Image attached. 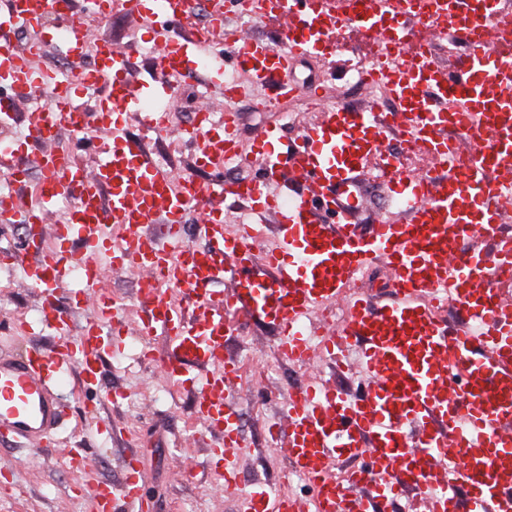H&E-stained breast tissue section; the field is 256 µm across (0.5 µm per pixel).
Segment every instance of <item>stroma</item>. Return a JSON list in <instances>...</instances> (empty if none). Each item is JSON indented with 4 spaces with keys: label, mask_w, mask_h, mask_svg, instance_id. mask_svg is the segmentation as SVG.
<instances>
[{
    "label": "stroma",
    "mask_w": 512,
    "mask_h": 512,
    "mask_svg": "<svg viewBox=\"0 0 512 512\" xmlns=\"http://www.w3.org/2000/svg\"><path fill=\"white\" fill-rule=\"evenodd\" d=\"M137 32L142 41H150L147 25L134 17L115 13L105 18L88 19L85 34L91 44H106L130 54L131 79L144 86H155L160 74L142 51H130L129 34ZM336 53L332 60L298 61L292 75L299 82L324 87L329 102L362 106L375 97L373 88L361 85L354 64L364 61L367 46L355 31H337ZM173 118L171 129L160 136H144L136 117L128 119V135L144 137L146 150L155 157L164 155L175 173L191 169L194 149L181 141L184 127L201 105L222 111L224 93L214 85L212 73L197 75L190 71L178 81L177 89L164 95ZM239 112L238 133L242 144H249L264 129L282 128L283 148H290L298 135L296 120L316 121V113L307 111L305 94L275 102L264 111L255 110L250 99L232 104ZM111 291L127 307L125 325L115 332L123 352L109 358L104 367L105 384L86 391L65 388L64 399L71 404L59 448L35 451L0 447V512H92L84 480L93 474L100 480L116 483L123 474V462L134 450L140 451L148 472L147 492L154 498L157 512H237V498L225 495L215 473L216 461L208 452L210 435L196 420V394L171 387L158 365L145 361L142 347L158 356L168 353V339L162 334L139 343L136 280L121 272L109 273ZM51 333L41 331L37 318V295L20 274L0 269V351H24L32 345L52 344ZM277 331L252 321L229 339L232 357L248 353L257 363L269 365L270 375L242 373L229 394L239 416L240 431L248 452L237 464L241 491L264 484L275 491L305 501L306 491L298 480L284 483L280 473L285 464L267 440L271 421L284 419L288 390L319 376L334 379L342 394L355 392L358 379L349 374L333 377L323 364L300 369L277 354ZM120 399H113V392ZM83 448L89 461L88 473L71 469L65 460L69 447Z\"/></svg>",
    "instance_id": "35a3bbf8"
}]
</instances>
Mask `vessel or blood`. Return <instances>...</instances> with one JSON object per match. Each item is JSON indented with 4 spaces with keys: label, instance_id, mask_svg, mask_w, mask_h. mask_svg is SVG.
Here are the masks:
<instances>
[{
    "label": "vessel or blood",
    "instance_id": "b4317fda",
    "mask_svg": "<svg viewBox=\"0 0 512 512\" xmlns=\"http://www.w3.org/2000/svg\"><path fill=\"white\" fill-rule=\"evenodd\" d=\"M113 1L156 24V68L175 78L198 62L202 46L188 31L193 0H150L147 8L143 0H91L90 10L76 13L60 0L67 56L77 67L88 55L99 59L74 84L6 47L16 27L39 24L49 0H0V82L18 95L63 91L47 111L27 114L25 136L8 148L15 175L25 173L29 148L41 146L42 182L33 203L0 209L1 221L29 229L21 251L0 258L39 291V319L55 341L0 354V447H47L65 422L59 390L71 371L83 386H98L106 357L121 353L107 329L123 323L125 307L99 285L106 258L138 277L139 335L159 330L170 340L161 361L166 380L197 388L195 413L224 463L225 492L236 488L244 452L238 414L224 400L239 373L226 346L252 319L278 331L283 358L337 370L353 362L365 381L362 394L344 396L310 379L290 392L285 423L268 427L288 474L310 489L311 512H381L402 496L406 512H512V36L486 25L475 0H453L445 26L423 18L419 0H254L252 10L247 0H224L225 11L279 24L282 44L225 32L227 50L212 58L213 71L232 61L253 85L276 84L284 97L299 91L286 78L293 62L333 55V35L343 27L386 52L406 51L420 28L425 45L445 41L465 53L450 71L407 52L369 70L397 104L394 112L332 104L324 88L309 89L318 122L284 152L278 132L255 141L262 166L247 181L224 175L239 156L235 112L201 110L187 132L197 144L194 170L176 177L123 128L133 111L152 132L168 129L167 113L144 109L160 90L136 86L125 56L92 46L83 32L88 14L105 17ZM92 86L105 91L103 109L84 113L82 126L107 139L88 166L56 143L73 93ZM402 117L404 139L422 148L427 168H408L382 149ZM370 167L388 210L359 224L353 216L365 194L356 178ZM200 171L211 180L199 181ZM230 202L261 209L275 223L229 230ZM60 204L66 223L48 225ZM381 261L394 273L389 301L352 294L358 276ZM76 278V303L95 307L74 336L57 292ZM226 279L231 290L214 291ZM186 301L200 313L187 315ZM339 303L348 309L342 323H315ZM342 457L359 467L339 482L333 467ZM124 469L120 485L92 484L95 512H154L140 454L127 456ZM238 512L301 508L261 485L240 495Z\"/></svg>",
    "mask_w": 512,
    "mask_h": 512
}]
</instances>
